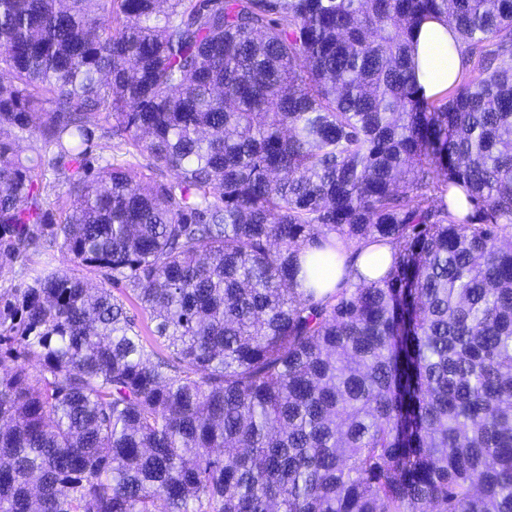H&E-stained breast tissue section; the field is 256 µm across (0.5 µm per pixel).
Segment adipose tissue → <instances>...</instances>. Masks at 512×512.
<instances>
[{
	"instance_id": "ef3b65f1",
	"label": "adipose tissue",
	"mask_w": 512,
	"mask_h": 512,
	"mask_svg": "<svg viewBox=\"0 0 512 512\" xmlns=\"http://www.w3.org/2000/svg\"><path fill=\"white\" fill-rule=\"evenodd\" d=\"M414 75L427 96L438 97L456 85L466 59L455 48V34L447 23L429 20L423 23L413 46ZM394 248L385 241L365 242L343 250L332 267L318 271L321 292L338 288L344 269L370 279L382 275L391 265Z\"/></svg>"
}]
</instances>
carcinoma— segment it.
Returning a JSON list of instances; mask_svg holds the SVG:
<instances>
[{"mask_svg":"<svg viewBox=\"0 0 512 512\" xmlns=\"http://www.w3.org/2000/svg\"><path fill=\"white\" fill-rule=\"evenodd\" d=\"M429 18L478 55L440 97ZM4 74L0 266L125 292L0 293V512H512V0H0ZM342 249V254L335 263L333 262L332 268H323L317 272V277L321 282L316 287L320 288V293L330 292L341 287L340 282L345 263L354 273L373 279L382 275L389 268L394 254L393 246L386 241H368L359 246L350 247V249L345 247ZM49 258L50 269H67L74 272L82 278L91 288H110L115 295H120V291L112 286V278L105 270L85 268L77 266L72 260V256L66 250L55 246L50 255L42 253H31L26 262L6 263L0 268V291H6L15 288H25L32 283L33 270L44 267Z\"/></svg>","mask_w":512,"mask_h":512,"instance_id":"obj_1","label":"carcinoma"}]
</instances>
